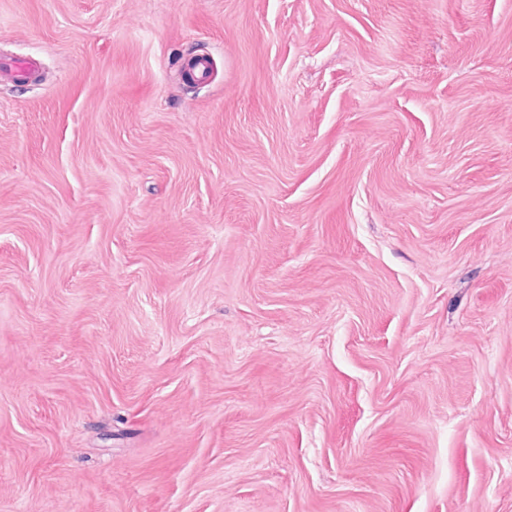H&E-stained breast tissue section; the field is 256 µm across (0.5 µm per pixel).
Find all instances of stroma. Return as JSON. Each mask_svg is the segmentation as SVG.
Instances as JSON below:
<instances>
[{
  "mask_svg": "<svg viewBox=\"0 0 512 512\" xmlns=\"http://www.w3.org/2000/svg\"><path fill=\"white\" fill-rule=\"evenodd\" d=\"M21 56L0 512H512V0H0Z\"/></svg>",
  "mask_w": 512,
  "mask_h": 512,
  "instance_id": "obj_1",
  "label": "stroma"
}]
</instances>
